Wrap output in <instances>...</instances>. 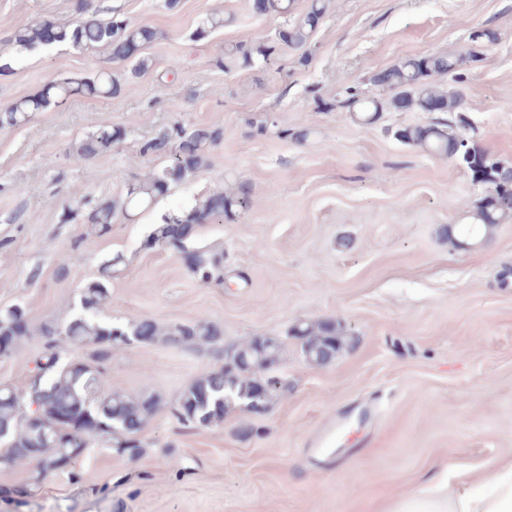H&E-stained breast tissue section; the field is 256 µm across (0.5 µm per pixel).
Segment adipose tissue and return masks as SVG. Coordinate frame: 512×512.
Here are the masks:
<instances>
[{
    "label": "adipose tissue",
    "mask_w": 512,
    "mask_h": 512,
    "mask_svg": "<svg viewBox=\"0 0 512 512\" xmlns=\"http://www.w3.org/2000/svg\"><path fill=\"white\" fill-rule=\"evenodd\" d=\"M383 512H512V457L446 465Z\"/></svg>",
    "instance_id": "1"
}]
</instances>
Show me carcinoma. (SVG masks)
<instances>
[{
    "instance_id": "1",
    "label": "carcinoma",
    "mask_w": 512,
    "mask_h": 512,
    "mask_svg": "<svg viewBox=\"0 0 512 512\" xmlns=\"http://www.w3.org/2000/svg\"><path fill=\"white\" fill-rule=\"evenodd\" d=\"M328 7V0H309L307 9L274 37L226 48L216 65L253 68L274 59L282 45L307 46ZM76 9V23L38 22L16 31L8 39L9 45L17 52L54 45L76 50L103 48L113 62L128 67L133 75L152 68L153 60L144 49L156 39V31L105 18L102 9L90 0H79ZM291 9L289 0L253 3V10L261 15L288 14ZM227 22L222 13H208L194 37L221 30ZM464 61L462 55L443 54L406 58L375 78V83L386 85L390 98H360L352 93L346 106L365 124L373 123L387 107L438 113L430 124L398 128L393 136L457 165L462 162L457 148L467 139L469 123L461 94L448 93L435 77L454 73ZM120 90L119 81L110 71L50 81L36 94L1 107L0 129L24 125L37 113L58 108L74 95L112 96ZM124 135L119 126H103L74 141L69 157L77 163L86 162L112 150ZM222 137V128L208 125L177 124L160 131L140 145V153L160 161L159 165L125 182L118 196L105 198L90 208L82 201L62 205L64 221L79 218L87 225V235L107 234L119 217L152 208L173 187L195 176L208 164L211 151ZM468 147L470 160L465 162V170L483 188L484 195L474 223L466 225L464 231L470 235L486 234L496 225L512 221V166L471 142ZM252 207V193L243 183L210 190L192 205L162 215L143 247L178 252L195 279L207 285L220 284L225 277L224 248H194L190 242L199 226L222 224ZM124 262V256L117 254L101 264L98 275L81 289L80 312L65 324L46 320L35 325L20 303L0 308V336L8 338L6 344L0 345V357L12 356L28 336L39 337L41 343L26 389L18 391L0 384V433L5 434L0 441V470L36 462L27 482L0 486L1 501L17 508L23 506L49 475H64L71 483H80L79 462L96 443L131 459L145 453L147 443L142 433L162 400L147 392L128 396L107 385L106 366L116 346L163 343L182 349H204L221 361L185 387L173 404L172 415L185 428L216 425L224 421V414L236 403L251 406L256 414L265 413L274 401L288 393V382L278 375L282 343L275 338L254 336L227 347L224 327L208 319L165 325L151 317L126 324L98 318L109 300L112 277ZM292 332L301 340L306 361L316 367L330 365L355 344L353 335L328 318L301 322L292 327ZM69 347L82 351L83 356L71 357Z\"/></svg>"
}]
</instances>
